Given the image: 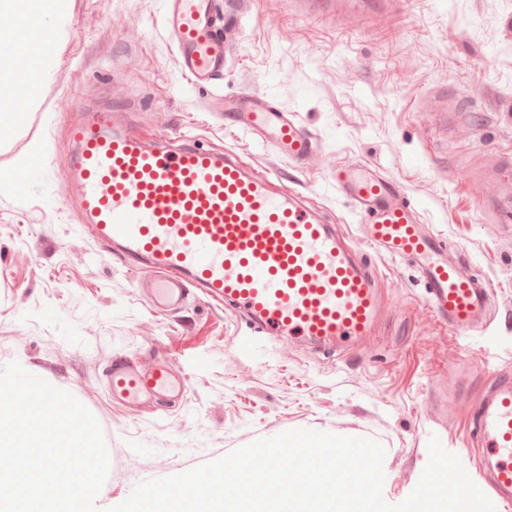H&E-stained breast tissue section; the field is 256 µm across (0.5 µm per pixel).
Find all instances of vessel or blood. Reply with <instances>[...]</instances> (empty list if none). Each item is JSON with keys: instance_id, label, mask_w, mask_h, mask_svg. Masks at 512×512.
<instances>
[{"instance_id": "1", "label": "vessel or blood", "mask_w": 512, "mask_h": 512, "mask_svg": "<svg viewBox=\"0 0 512 512\" xmlns=\"http://www.w3.org/2000/svg\"><path fill=\"white\" fill-rule=\"evenodd\" d=\"M213 0H166L164 22L183 74L210 85L229 62L232 19L212 21ZM232 127L273 148L294 167L317 155L316 134L267 101L241 95L224 110ZM72 151L61 175L75 186L89 236L130 272H149L158 311L178 308L196 288L223 302L249 329L240 349L288 337L324 353L375 336L390 306L381 276L360 255L364 237L377 254L411 265L436 321L460 336L483 326L492 286L462 271L441 237L421 224L402 187L379 168L352 162L330 179L362 219L360 235L329 224L279 175L256 177L232 151L194 141L171 149L148 143L128 108L83 112L68 128ZM113 400L131 409L183 395L186 377L166 358L112 362L105 374ZM474 430L489 460L484 480L512 504V379H498L480 403Z\"/></svg>"}]
</instances>
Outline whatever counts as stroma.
<instances>
[{"mask_svg":"<svg viewBox=\"0 0 512 512\" xmlns=\"http://www.w3.org/2000/svg\"><path fill=\"white\" fill-rule=\"evenodd\" d=\"M383 12L331 0L321 14L291 0H251L224 77L197 86L181 73L163 0H70L64 23L37 25L55 58L21 129L0 143V169L20 160L24 188L0 185V368L18 362L72 393L97 419L110 468L96 504L141 482L215 460L291 429L370 437L386 449L383 495L405 500L438 437L472 480L484 467L473 408L512 373V211L487 209L477 187L500 177L512 202V0H385ZM248 93L293 113L320 139L294 169L225 125V99ZM128 102L147 140L189 138L238 153L358 230L330 180L364 161L405 190L425 224L493 287L489 325L468 337L439 324L413 267L375 258L391 313L370 343L335 360L288 338L243 352L245 324L204 297L155 313L127 272L85 234L74 190L56 176L80 112ZM43 151L30 157L32 143ZM165 357L189 376L175 404L134 412L113 403V360Z\"/></svg>","mask_w":512,"mask_h":512,"instance_id":"stroma-1","label":"stroma"}]
</instances>
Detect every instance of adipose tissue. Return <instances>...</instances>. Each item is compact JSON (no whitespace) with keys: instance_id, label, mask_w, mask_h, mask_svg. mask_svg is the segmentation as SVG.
I'll return each instance as SVG.
<instances>
[{"instance_id":"1","label":"adipose tissue","mask_w":512,"mask_h":512,"mask_svg":"<svg viewBox=\"0 0 512 512\" xmlns=\"http://www.w3.org/2000/svg\"><path fill=\"white\" fill-rule=\"evenodd\" d=\"M21 46L10 56H0V136L19 128L25 114L19 106L20 99L34 98L37 86L16 85L12 82L14 72L25 70L40 74L43 65L52 58V50L45 41L21 34Z\"/></svg>"}]
</instances>
